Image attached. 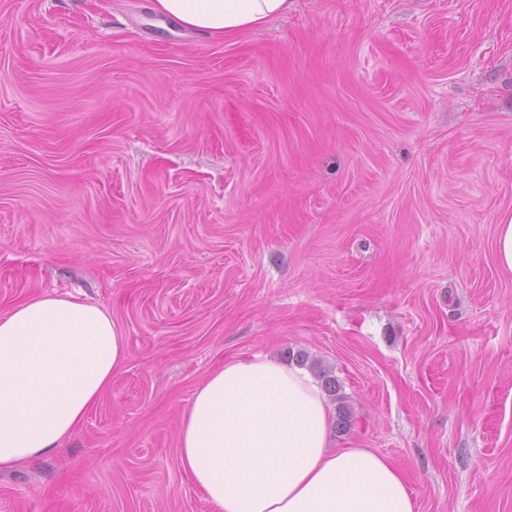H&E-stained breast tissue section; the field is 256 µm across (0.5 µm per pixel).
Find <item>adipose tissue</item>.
<instances>
[{
  "label": "adipose tissue",
  "instance_id": "obj_1",
  "mask_svg": "<svg viewBox=\"0 0 512 512\" xmlns=\"http://www.w3.org/2000/svg\"><path fill=\"white\" fill-rule=\"evenodd\" d=\"M289 0H153L218 39L264 24ZM109 312L33 295L0 314V472L56 451L125 364ZM331 407L305 368L258 355L224 362L195 389L178 461L213 512H417L402 471L366 448H336Z\"/></svg>",
  "mask_w": 512,
  "mask_h": 512
}]
</instances>
